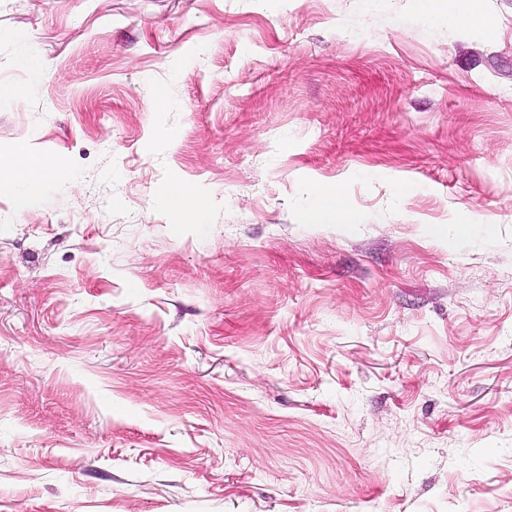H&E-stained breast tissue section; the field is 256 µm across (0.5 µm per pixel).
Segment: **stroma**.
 I'll return each instance as SVG.
<instances>
[{
    "label": "stroma",
    "mask_w": 512,
    "mask_h": 512,
    "mask_svg": "<svg viewBox=\"0 0 512 512\" xmlns=\"http://www.w3.org/2000/svg\"><path fill=\"white\" fill-rule=\"evenodd\" d=\"M478 5L491 39L0 0V157L67 164L0 194V512H512V0ZM161 205L177 218H184L196 213L200 204L191 189L179 182H174ZM314 195L317 198V205L308 215L313 223H326L336 217L352 219L353 216L350 213L339 210L342 201V191L339 188L330 190L319 188Z\"/></svg>",
    "instance_id": "1"
}]
</instances>
